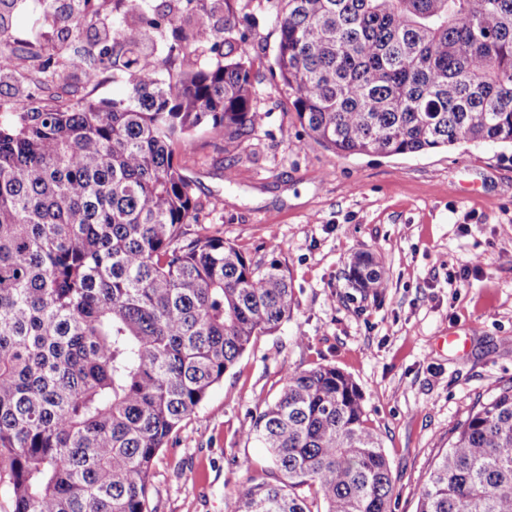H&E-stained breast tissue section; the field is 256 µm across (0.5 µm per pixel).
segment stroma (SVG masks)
<instances>
[{
    "mask_svg": "<svg viewBox=\"0 0 512 512\" xmlns=\"http://www.w3.org/2000/svg\"><path fill=\"white\" fill-rule=\"evenodd\" d=\"M249 43L259 126L247 137L199 130L175 160L194 183L197 221L252 263L279 260L294 291L288 321L256 336L184 421L153 468V512H229L237 486L274 478L266 449L246 431L288 372L323 364L351 376L380 435L392 478L390 512H416L448 437L474 406L512 384V149L459 145L419 154L339 156L308 138L292 98L272 77L279 31L266 0H233ZM32 8L13 16L0 48V111L21 88L14 60L34 74L56 36ZM84 30L41 100L64 109L108 101L111 74L88 88ZM233 182H226L225 171ZM377 254L378 295L352 288L351 254ZM457 344H449V335Z\"/></svg>",
    "mask_w": 512,
    "mask_h": 512,
    "instance_id": "stroma-1",
    "label": "stroma"
}]
</instances>
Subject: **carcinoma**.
I'll return each instance as SVG.
<instances>
[{
	"mask_svg": "<svg viewBox=\"0 0 512 512\" xmlns=\"http://www.w3.org/2000/svg\"><path fill=\"white\" fill-rule=\"evenodd\" d=\"M94 0L43 14L98 29L96 64L129 92L0 112V485L11 512H148L155 459L253 337L290 317L288 269L196 222L174 162L194 133L258 124L231 0ZM274 71L308 137L343 156L512 146V0H273ZM192 26L187 37L186 26ZM40 63L28 95L50 90ZM347 278L386 286L369 252ZM354 380L291 371L248 429L275 482L230 512H389V462ZM418 512H512V385L448 440Z\"/></svg>",
	"mask_w": 512,
	"mask_h": 512,
	"instance_id": "obj_1",
	"label": "carcinoma"
}]
</instances>
